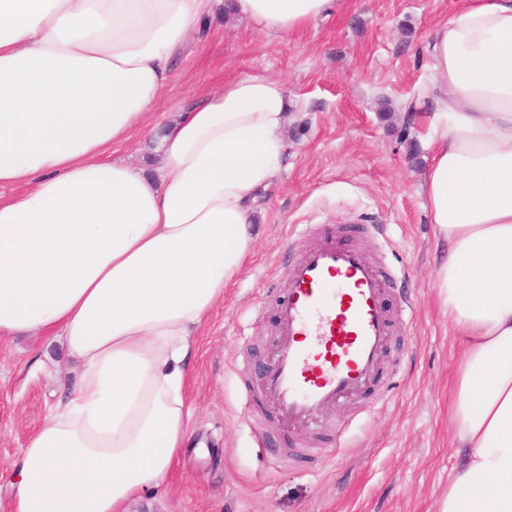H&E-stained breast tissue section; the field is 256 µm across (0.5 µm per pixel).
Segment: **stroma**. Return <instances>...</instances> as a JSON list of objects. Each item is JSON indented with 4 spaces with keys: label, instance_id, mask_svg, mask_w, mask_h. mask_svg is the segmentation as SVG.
Listing matches in <instances>:
<instances>
[{
    "label": "stroma",
    "instance_id": "obj_1",
    "mask_svg": "<svg viewBox=\"0 0 512 512\" xmlns=\"http://www.w3.org/2000/svg\"><path fill=\"white\" fill-rule=\"evenodd\" d=\"M457 0H348L344 12L287 36L223 13L205 19L176 61L152 123L244 76L280 80L288 166L251 226L248 261L197 338L186 397L193 441L165 483L127 512H436L457 464L448 390L459 348L436 299L435 228L418 192L429 151L404 121L431 77L427 33ZM296 224L364 225L356 238L391 273L388 307L411 303L375 387L326 412L345 434L278 424L261 402L273 353V296L304 242ZM61 339L0 338V512L21 448L73 384Z\"/></svg>",
    "mask_w": 512,
    "mask_h": 512
}]
</instances>
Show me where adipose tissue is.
<instances>
[{"instance_id":"ef3b65f1","label":"adipose tissue","mask_w":512,"mask_h":512,"mask_svg":"<svg viewBox=\"0 0 512 512\" xmlns=\"http://www.w3.org/2000/svg\"><path fill=\"white\" fill-rule=\"evenodd\" d=\"M346 0H0V335L61 338L75 384L19 453L12 512H124L187 442V358L241 272L288 162L280 81L228 83L153 129L149 168L107 161L148 128L172 65L226 7L292 34ZM424 208L462 344L439 512H512V0H459L428 35Z\"/></svg>"}]
</instances>
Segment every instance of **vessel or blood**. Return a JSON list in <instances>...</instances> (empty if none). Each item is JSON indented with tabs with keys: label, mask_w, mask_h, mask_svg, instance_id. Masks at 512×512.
<instances>
[{
	"label": "vessel or blood",
	"mask_w": 512,
	"mask_h": 512,
	"mask_svg": "<svg viewBox=\"0 0 512 512\" xmlns=\"http://www.w3.org/2000/svg\"><path fill=\"white\" fill-rule=\"evenodd\" d=\"M387 275L360 245L309 240L278 292L281 344L262 376L260 393L279 423H314L337 402L376 379L398 324L410 306L384 304Z\"/></svg>",
	"instance_id": "b4317fda"
}]
</instances>
